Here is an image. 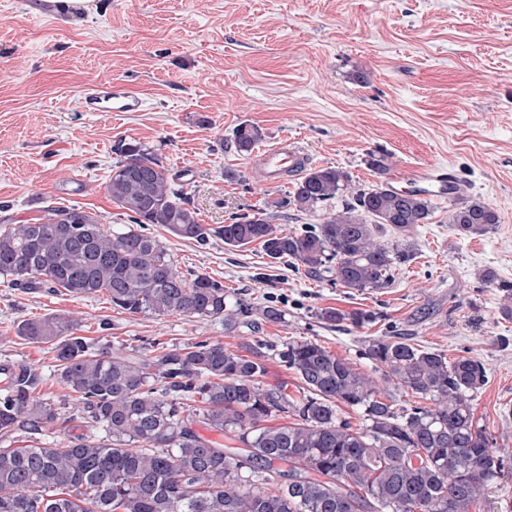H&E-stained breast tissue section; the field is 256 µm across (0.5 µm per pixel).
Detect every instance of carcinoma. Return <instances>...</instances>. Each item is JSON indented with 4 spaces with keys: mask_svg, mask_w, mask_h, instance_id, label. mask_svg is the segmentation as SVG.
Instances as JSON below:
<instances>
[{
    "mask_svg": "<svg viewBox=\"0 0 512 512\" xmlns=\"http://www.w3.org/2000/svg\"><path fill=\"white\" fill-rule=\"evenodd\" d=\"M262 133H234L237 152H252ZM120 160L106 191L133 226L114 231L79 206L46 207L30 224L0 225V277L17 288L63 289L81 297L104 291L129 314L219 319L231 327L247 313L224 285L206 274L178 272L166 247L140 230L163 224L175 236L206 244L221 237L241 248L261 242L272 263L292 261L317 279L359 291L388 287L412 256L407 238L429 219L430 201L387 181L359 190L354 203L320 224L285 231L274 215H243L230 224H202L183 185L158 156L136 141H119ZM350 187L336 168L311 169L292 196L271 206L313 212ZM372 220H367V217ZM449 223L462 236L498 223L493 207L460 201ZM398 235L392 244L383 233ZM330 324L364 317L326 308ZM61 314L25 320L17 336L47 344L64 389V414L46 398L47 379L28 363L0 365V512H472L504 468L505 456L477 424L472 401L487 382L480 359L448 361L399 340L372 339L365 355L396 391L421 402L396 410L388 393L350 362L311 341L279 353L299 380V394L266 389L258 340L245 353L208 340L183 347L152 341L161 351H108L77 335ZM357 410L365 426L338 418ZM281 414L294 421L268 426ZM199 425L234 436L236 453L197 433ZM68 433L57 448L12 447L18 432ZM101 436L72 435L76 428Z\"/></svg>",
    "mask_w": 512,
    "mask_h": 512,
    "instance_id": "carcinoma-1",
    "label": "carcinoma"
}]
</instances>
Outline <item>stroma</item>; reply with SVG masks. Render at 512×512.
<instances>
[{"label": "stroma", "mask_w": 512, "mask_h": 512, "mask_svg": "<svg viewBox=\"0 0 512 512\" xmlns=\"http://www.w3.org/2000/svg\"><path fill=\"white\" fill-rule=\"evenodd\" d=\"M109 82L139 95L142 110L85 111L86 90ZM243 124L257 126L265 146L297 141L309 167L341 169L353 189L385 180L401 190L414 169L441 168L499 222L460 236L448 222L454 199L433 201L409 236L411 261L387 288L364 292L269 263L257 242L201 246L148 224L179 272L211 276L249 308L243 323L130 315L103 293L0 282V363L36 365L59 397L46 345L15 334L19 322L52 314L76 319L108 349L206 339L238 350L254 337L265 345L264 387L291 394L299 382L278 354L293 341L321 344L378 382L365 356L373 339L397 336L449 358L469 352L488 376L475 419L509 457L473 512H512V318L501 313L512 287V0H88L51 15L45 0H0V222L27 224L60 203L123 228L105 190L121 140L158 155L201 223L259 214L296 179L267 181L254 154L237 153ZM374 154L386 155L387 176L370 167ZM351 201L345 192L309 213L282 208L274 222L298 230ZM267 305L283 310L282 322L262 318ZM324 308L366 321L331 327L316 315Z\"/></svg>", "instance_id": "stroma-1"}]
</instances>
